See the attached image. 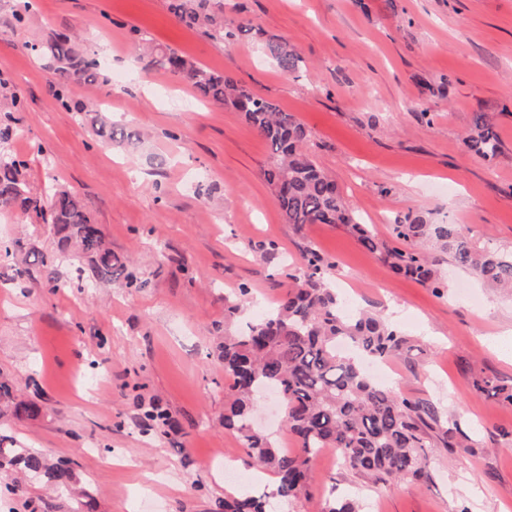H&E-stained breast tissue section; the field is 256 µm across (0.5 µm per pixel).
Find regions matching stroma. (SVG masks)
I'll return each mask as SVG.
<instances>
[{
    "label": "stroma",
    "mask_w": 512,
    "mask_h": 512,
    "mask_svg": "<svg viewBox=\"0 0 512 512\" xmlns=\"http://www.w3.org/2000/svg\"><path fill=\"white\" fill-rule=\"evenodd\" d=\"M0 0V85L18 89L21 111L0 100L10 150L33 187L58 180L81 197L114 256L148 279L86 287L88 259L69 254L57 270L65 289L43 284L33 258L52 255L50 225L0 212V383L23 390L34 415L0 419L19 447L68 459L73 492L15 473L0 512H215L238 491L218 452L246 458L224 427V299L250 288L245 318L273 303L314 248L338 265L336 286H357L358 305L395 323L419 352L394 358L393 391L435 404L468 440L433 448V479L419 488L375 483L325 452L306 497L280 512H318L328 482L364 512H512V406L476 392V378L512 381V296L436 253L446 287L391 270L350 228L284 224L264 178L271 152L240 112L203 97L196 111L168 105L191 88L149 66L134 32L175 49L294 113L308 151L374 234L390 240L405 216L459 224L475 241L512 248V0H224L233 40L187 27L168 0ZM83 32L81 49L104 59L81 84L80 111L60 106L28 43L49 32ZM288 37L307 68L283 74L263 57L265 38ZM493 117L496 157L468 152L472 116ZM140 137L137 150L108 145L101 122ZM277 246L275 255L263 249ZM28 268L18 279L16 268ZM164 410L160 433L148 419Z\"/></svg>",
    "instance_id": "1"
}]
</instances>
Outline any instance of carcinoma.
Masks as SVG:
<instances>
[{
  "mask_svg": "<svg viewBox=\"0 0 512 512\" xmlns=\"http://www.w3.org/2000/svg\"><path fill=\"white\" fill-rule=\"evenodd\" d=\"M170 10L186 25L215 39L233 36L224 28V0H170ZM136 48L144 50L156 68L178 76L201 96L241 112L249 127L269 144L272 156L264 176L284 223L298 230L308 224L349 226L360 244L378 254L395 273L435 292L445 284L434 272L427 242L487 286L512 288V250L479 244L459 224H428L408 216L392 225L393 243L378 239L346 206L335 181L308 153L309 132L293 113L190 57L154 45L144 31L138 32ZM31 50L44 61L50 89L69 111L76 87L101 70L99 59L83 53L76 40L64 33L35 41ZM262 51L286 74L306 68L286 37L266 40ZM98 133L109 144L131 141L124 129L112 123L101 124ZM11 135L9 128L0 129V211H19L53 225L58 254L41 260L45 283L61 287L56 263L74 245L88 258L96 280L122 276L131 285L146 287L148 280L137 279L112 259L102 232L74 193L59 185L46 187L43 196L33 192L26 179V161L5 147ZM464 146L488 158L499 153L488 113L475 114ZM335 268L334 262L309 248L303 253L300 275L290 276L292 284L277 306L259 319L239 321L250 294L245 287L239 289L237 300L225 304L220 345L228 380L224 428L239 434L245 464L274 475L277 485L271 493L227 494L219 503L222 512H274V500L298 499L313 482V458L326 448L335 450L341 465L375 483L408 481L424 486L431 482L429 449L441 430L438 408L398 396L363 368L365 359L384 361L408 355L417 345L374 313L344 314L331 284ZM267 387L278 390L287 409L288 431L296 440L293 451L276 446L271 434L253 425L258 393ZM475 389L512 405V384L483 378L476 381ZM2 399L13 403L16 414L36 409L0 383ZM7 466L56 489L68 488L74 479L69 461L49 465L40 454L15 448L12 437L0 433V470ZM335 492L336 486H330L319 512H360L356 501L339 498Z\"/></svg>",
  "mask_w": 512,
  "mask_h": 512,
  "instance_id": "obj_1",
  "label": "carcinoma"
}]
</instances>
